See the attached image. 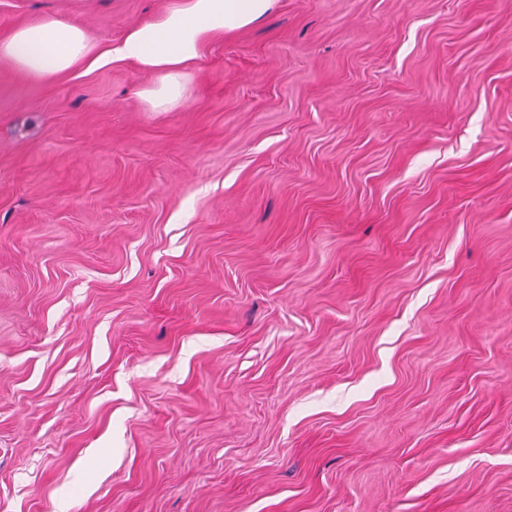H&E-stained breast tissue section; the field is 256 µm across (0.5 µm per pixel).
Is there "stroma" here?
I'll return each instance as SVG.
<instances>
[{"mask_svg": "<svg viewBox=\"0 0 512 512\" xmlns=\"http://www.w3.org/2000/svg\"><path fill=\"white\" fill-rule=\"evenodd\" d=\"M153 81L0 60V512H512V0H277Z\"/></svg>", "mask_w": 512, "mask_h": 512, "instance_id": "stroma-1", "label": "stroma"}]
</instances>
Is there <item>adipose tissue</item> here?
<instances>
[{
    "label": "adipose tissue",
    "mask_w": 512,
    "mask_h": 512,
    "mask_svg": "<svg viewBox=\"0 0 512 512\" xmlns=\"http://www.w3.org/2000/svg\"><path fill=\"white\" fill-rule=\"evenodd\" d=\"M276 0H177L176 4L129 29L113 47L98 49L84 31L52 17L17 27L0 41V58L38 78H54L79 66L94 68L122 60L157 76L142 96L153 110L182 103L186 69L206 46L225 33L263 22Z\"/></svg>",
    "instance_id": "obj_1"
}]
</instances>
